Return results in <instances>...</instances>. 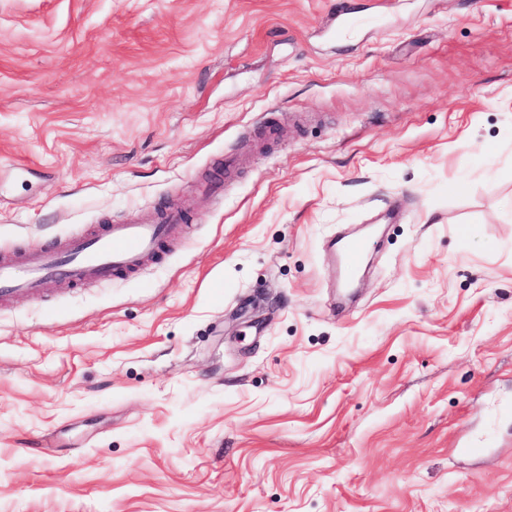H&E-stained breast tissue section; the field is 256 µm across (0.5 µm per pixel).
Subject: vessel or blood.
I'll return each instance as SVG.
<instances>
[{
  "mask_svg": "<svg viewBox=\"0 0 512 512\" xmlns=\"http://www.w3.org/2000/svg\"><path fill=\"white\" fill-rule=\"evenodd\" d=\"M179 210L162 207L145 220L111 224L102 230L43 246L36 257L19 253L0 259V299L40 296L58 278L105 280L127 274L163 250L177 224ZM333 248L343 265L361 269L366 242L342 238Z\"/></svg>",
  "mask_w": 512,
  "mask_h": 512,
  "instance_id": "obj_1",
  "label": "vessel or blood"
}]
</instances>
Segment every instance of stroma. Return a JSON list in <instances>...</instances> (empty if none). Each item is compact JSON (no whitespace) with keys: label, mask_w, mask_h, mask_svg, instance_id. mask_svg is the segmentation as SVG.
<instances>
[{"label":"stroma","mask_w":512,"mask_h":512,"mask_svg":"<svg viewBox=\"0 0 512 512\" xmlns=\"http://www.w3.org/2000/svg\"><path fill=\"white\" fill-rule=\"evenodd\" d=\"M161 204L0 304V512H512V0H0V253ZM179 210L157 208L146 220L109 224L43 246L35 258L19 253L0 260V300L8 296H41L54 280L119 277L163 250L177 224ZM366 247L365 240L359 237L342 238L333 243L334 253L352 272L362 268Z\"/></svg>","instance_id":"obj_1"}]
</instances>
